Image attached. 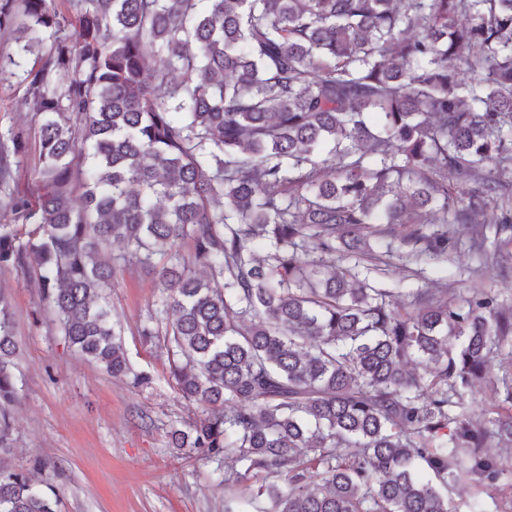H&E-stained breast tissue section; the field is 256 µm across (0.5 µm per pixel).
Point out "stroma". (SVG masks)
<instances>
[{
	"instance_id": "35a3bbf8",
	"label": "stroma",
	"mask_w": 512,
	"mask_h": 512,
	"mask_svg": "<svg viewBox=\"0 0 512 512\" xmlns=\"http://www.w3.org/2000/svg\"><path fill=\"white\" fill-rule=\"evenodd\" d=\"M25 96V87L0 82V130H36L38 119ZM480 264L463 231L447 262L423 265L419 275L408 276L402 260L391 257L380 285L401 302L413 288L461 294L491 288L512 302V272L483 273ZM0 292L10 302L19 351L20 400L13 410V446L5 454L13 469L56 496L58 512H224L231 490L223 462L169 443L170 427H187L202 409L185 401L171 382L162 337L140 334L149 316L162 309L151 271L125 269L111 293L125 356L135 371L153 378L139 389L67 347L35 276L0 266Z\"/></svg>"
}]
</instances>
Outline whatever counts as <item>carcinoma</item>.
<instances>
[{
	"label": "carcinoma",
	"instance_id": "1",
	"mask_svg": "<svg viewBox=\"0 0 512 512\" xmlns=\"http://www.w3.org/2000/svg\"><path fill=\"white\" fill-rule=\"evenodd\" d=\"M0 30L45 184L16 188L28 136L1 132L0 192L34 228L0 225V266L38 271L65 344L114 377L108 291L155 271L171 380L207 408L172 445L231 463L224 512L512 503V376L493 408L473 398L512 354V304H401L371 278L396 253L448 261L467 224L512 232V0H0ZM16 357L0 296L1 448ZM56 507L0 460V512Z\"/></svg>",
	"mask_w": 512,
	"mask_h": 512
}]
</instances>
